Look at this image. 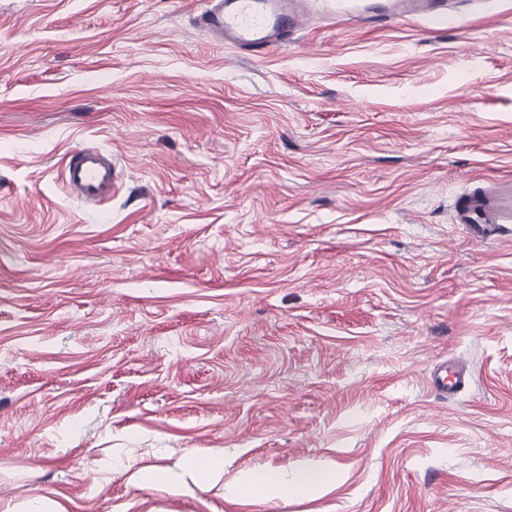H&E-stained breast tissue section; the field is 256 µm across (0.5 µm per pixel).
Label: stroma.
<instances>
[{
  "label": "stroma",
  "instance_id": "35a3bbf8",
  "mask_svg": "<svg viewBox=\"0 0 512 512\" xmlns=\"http://www.w3.org/2000/svg\"><path fill=\"white\" fill-rule=\"evenodd\" d=\"M304 3L256 57L201 0H0V512H512V233L451 221L512 179V0ZM86 145L101 206L62 179ZM219 449L193 496L112 468ZM395 3L401 5L398 11L403 14H423L435 21H444L448 17V13L438 7L446 0H396ZM119 172L112 154L98 147H82L64 161L63 182L68 192L86 203L110 199ZM467 378L462 370L448 373V366H439L434 372L433 386L441 394H455L464 388ZM249 480L271 491L278 497H288L291 485L302 486L314 493L336 487V467L333 465H304L296 467L288 482V470H266L252 475Z\"/></svg>",
  "mask_w": 512,
  "mask_h": 512
}]
</instances>
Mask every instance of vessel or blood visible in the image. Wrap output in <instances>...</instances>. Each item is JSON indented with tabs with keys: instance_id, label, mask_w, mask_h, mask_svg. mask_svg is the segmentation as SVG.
<instances>
[{
	"instance_id": "vessel-or-blood-1",
	"label": "vessel or blood",
	"mask_w": 512,
	"mask_h": 512,
	"mask_svg": "<svg viewBox=\"0 0 512 512\" xmlns=\"http://www.w3.org/2000/svg\"><path fill=\"white\" fill-rule=\"evenodd\" d=\"M402 13L423 14L445 20V0H396ZM200 28L220 44L260 54L287 44L303 23L301 0H204L196 16ZM119 172L111 153L97 147H82L64 161L63 182L68 192L86 203L108 200ZM452 221L464 225L476 239H488L512 224V181L476 182L457 194L452 203ZM463 371L438 367L433 386L439 393L455 394L464 388Z\"/></svg>"
}]
</instances>
